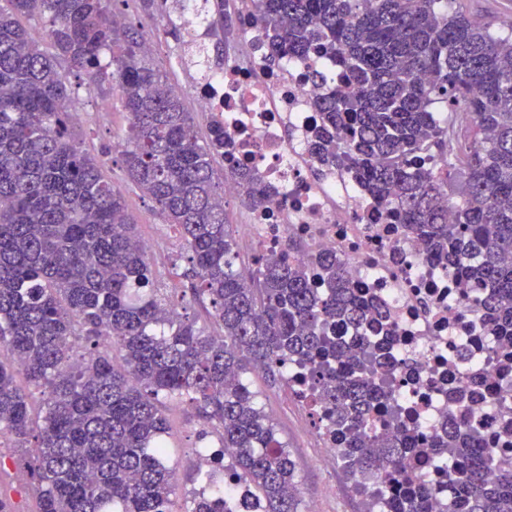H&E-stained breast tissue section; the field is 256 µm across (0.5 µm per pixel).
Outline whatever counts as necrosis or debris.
<instances>
[{
	"label": "necrosis or debris",
	"instance_id": "necrosis-or-debris-1",
	"mask_svg": "<svg viewBox=\"0 0 512 512\" xmlns=\"http://www.w3.org/2000/svg\"><path fill=\"white\" fill-rule=\"evenodd\" d=\"M239 28L236 54L176 92L191 97L198 112L223 119L233 146L225 164L255 171L268 190L265 205L240 227L241 252L249 259L290 256L302 263L309 253H332L357 294L377 303L392 331L393 370L368 378L389 386L401 426L419 441L406 476L431 488L432 512H443L457 465L431 447L459 396L472 399L483 450L494 461H512V385L501 380L512 368V336L490 335L482 313L466 301L456 269L427 259L422 241L386 219L348 174L320 170L308 145L321 124L317 102L341 85L333 60L312 53L268 66L264 34L248 13L241 12ZM319 70L325 81L315 80ZM290 237L303 243V251L288 253ZM286 371L288 397L308 414L320 460L330 464L337 445L308 372L292 362Z\"/></svg>",
	"mask_w": 512,
	"mask_h": 512
}]
</instances>
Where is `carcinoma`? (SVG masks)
<instances>
[{"instance_id":"cac0c4a2","label":"carcinoma","mask_w":512,"mask_h":512,"mask_svg":"<svg viewBox=\"0 0 512 512\" xmlns=\"http://www.w3.org/2000/svg\"><path fill=\"white\" fill-rule=\"evenodd\" d=\"M0 6V436L12 437L37 481L39 512H172L179 478L166 463L168 401L195 405L232 449L230 471L264 512H299L298 470L244 379L272 380L296 359L313 366L341 461L377 485L394 484L392 512H432L431 492L402 476L410 435H373L388 394L365 369L391 367L347 347L331 328H366L376 309L353 295L348 274L320 253L306 264L257 258L244 272L224 207V182L250 210L266 201L255 174L216 167L230 151L224 121L194 113L149 57L142 33L114 21L118 0H4ZM183 45L184 0H136ZM206 66L224 65L239 35L226 0H203ZM267 33L271 67L314 51L334 57L344 89L319 100L325 125L309 144L319 164L352 175L385 216L407 226L427 255L454 265L483 289L492 330L512 328V29L473 23L448 0H244ZM45 24L31 41L19 18ZM86 76L72 84L68 72ZM120 82L130 116L121 170L178 234L172 273L194 280L213 335L186 308V295L153 277L134 246L136 217L104 162L70 126L80 100ZM468 112L465 126L456 113ZM122 353L115 366L112 351ZM46 395L31 417L17 371ZM465 404L435 448L459 462L448 512H512V467L489 478ZM34 447H28L29 439ZM184 512H234L216 471Z\"/></svg>"}]
</instances>
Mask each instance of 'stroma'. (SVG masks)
<instances>
[{"mask_svg": "<svg viewBox=\"0 0 512 512\" xmlns=\"http://www.w3.org/2000/svg\"><path fill=\"white\" fill-rule=\"evenodd\" d=\"M125 12L128 22L142 28L155 60L166 70L170 80L191 85L195 77L180 67V51L170 39L164 37L160 18L142 15L135 0H127ZM102 102L109 103V111H98L97 106ZM77 109L79 119L75 124L76 130L92 154L104 161L107 175L123 190L128 208L138 220V237L159 245L158 251L150 255L159 282L167 288L186 289V280L168 274V258L178 249L173 232L164 223L152 200L126 182L122 171L114 163L113 138L124 134L129 126L119 97L113 96L111 88L107 87L92 97H81ZM245 378L256 393L259 405L275 423L279 438L287 443L289 452L298 463L300 512H311L315 506L321 512H361V502L348 488L339 484L341 476L346 473L344 465L327 466L319 462V450L306 435V419L288 403L285 384L272 382L268 374L261 370L248 371ZM166 414L169 420L168 462L183 476L192 472L193 459L201 444L217 446L218 437L213 434L207 441H200L199 433L205 423L195 407L188 403L169 404ZM22 472V464L12 441L6 438L0 440V487L9 491L17 512H36L37 500L29 483L19 480Z\"/></svg>", "mask_w": 512, "mask_h": 512, "instance_id": "35a3bbf8", "label": "stroma"}]
</instances>
